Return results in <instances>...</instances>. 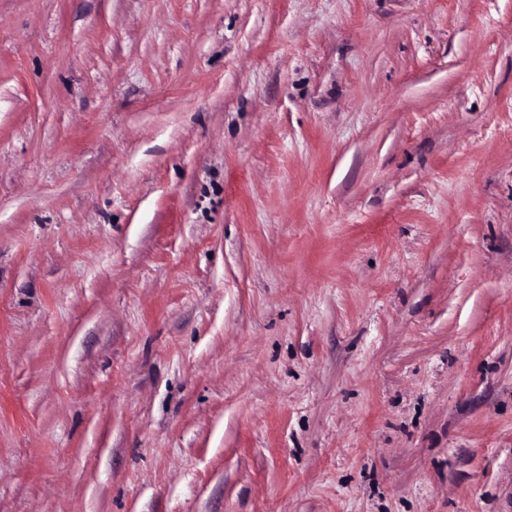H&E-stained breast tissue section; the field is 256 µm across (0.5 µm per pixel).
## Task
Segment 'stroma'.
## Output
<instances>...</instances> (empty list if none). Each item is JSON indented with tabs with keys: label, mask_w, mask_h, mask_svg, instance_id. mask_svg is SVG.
Wrapping results in <instances>:
<instances>
[{
	"label": "stroma",
	"mask_w": 512,
	"mask_h": 512,
	"mask_svg": "<svg viewBox=\"0 0 512 512\" xmlns=\"http://www.w3.org/2000/svg\"><path fill=\"white\" fill-rule=\"evenodd\" d=\"M0 512H512V0H0Z\"/></svg>",
	"instance_id": "35a3bbf8"
}]
</instances>
